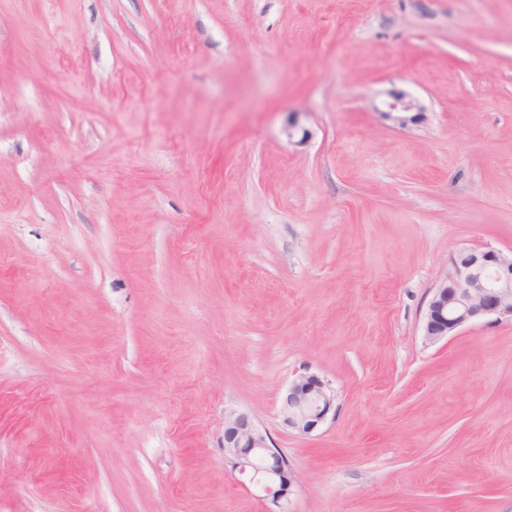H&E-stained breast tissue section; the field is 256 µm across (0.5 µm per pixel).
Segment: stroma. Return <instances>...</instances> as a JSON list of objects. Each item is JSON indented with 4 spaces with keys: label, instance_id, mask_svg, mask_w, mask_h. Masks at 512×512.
I'll return each instance as SVG.
<instances>
[{
    "label": "stroma",
    "instance_id": "stroma-1",
    "mask_svg": "<svg viewBox=\"0 0 512 512\" xmlns=\"http://www.w3.org/2000/svg\"><path fill=\"white\" fill-rule=\"evenodd\" d=\"M486 245L512 0H0V512H269L229 411L292 512H512V322L422 330ZM335 395L319 376L301 373L289 384L281 400L283 424L309 436L335 411ZM253 418L245 412L231 411L224 415V454L233 463L235 471L247 475L260 488L263 497L278 510L288 512L289 496L294 475L288 458L272 448ZM262 461L265 468L257 466Z\"/></svg>",
    "mask_w": 512,
    "mask_h": 512
}]
</instances>
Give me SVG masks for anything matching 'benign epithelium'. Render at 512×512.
Masks as SVG:
<instances>
[{"label":"benign epithelium","instance_id":"1","mask_svg":"<svg viewBox=\"0 0 512 512\" xmlns=\"http://www.w3.org/2000/svg\"><path fill=\"white\" fill-rule=\"evenodd\" d=\"M482 319L512 321V254L491 246L463 248L450 257L448 275L431 292L423 315V336L430 342L456 334ZM335 411V395L319 376L301 373L281 400L283 424L309 436ZM224 454L234 469L260 488L276 512H288L294 475L288 458L267 442L245 412L224 415ZM262 461L265 467L257 466Z\"/></svg>","mask_w":512,"mask_h":512}]
</instances>
